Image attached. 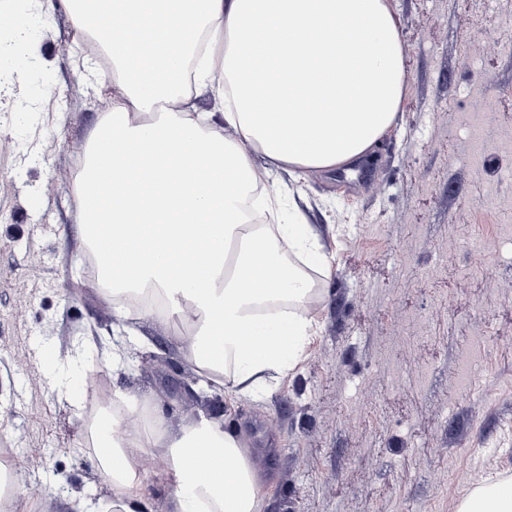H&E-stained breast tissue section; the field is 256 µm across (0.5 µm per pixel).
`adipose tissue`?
I'll return each instance as SVG.
<instances>
[{"label": "adipose tissue", "mask_w": 512, "mask_h": 512, "mask_svg": "<svg viewBox=\"0 0 512 512\" xmlns=\"http://www.w3.org/2000/svg\"><path fill=\"white\" fill-rule=\"evenodd\" d=\"M63 9L112 62L122 98L83 148L75 190L106 296L152 292L194 319L184 361L229 393L287 372L316 333L306 305L328 271L307 225L266 194L267 224L243 200L255 155L295 173L351 170L402 109L405 48L388 0H41ZM224 99L223 126L193 90ZM126 245L116 249L115 237ZM126 434L100 468L112 512H146L139 457L166 476L172 512H264L270 492L242 441L211 420L168 436L164 414ZM220 468L197 476L192 449ZM459 512H512V483L478 487Z\"/></svg>", "instance_id": "obj_1"}]
</instances>
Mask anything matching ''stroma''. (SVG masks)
I'll return each instance as SVG.
<instances>
[{
    "mask_svg": "<svg viewBox=\"0 0 512 512\" xmlns=\"http://www.w3.org/2000/svg\"><path fill=\"white\" fill-rule=\"evenodd\" d=\"M407 55L408 91L396 126L357 174L285 167L266 175L285 207L298 211L331 260L317 333L298 365L264 373L257 396L225 398L218 420L240 435L251 455L269 460L273 488L265 512H454L482 483L512 478V351L502 350L472 399L460 385L465 347L449 324L488 322L512 341V240L490 238L497 267L487 277L461 246L485 218L475 200L492 183L502 211L512 210V41L473 75L466 47L479 36L512 28V0H389ZM35 44L47 84L16 86L0 126V448L23 472L18 512L32 491L73 512L79 501L109 503L112 483L88 444L91 382L133 401L157 399L171 433L205 413L187 388H172L174 365L185 378L177 330L147 316L130 320L134 346L155 355L146 371L112 363V307L80 285L87 244L74 188L81 148L118 90L94 77L96 54L70 15L54 11ZM483 91L497 115L501 150L484 167L464 124L471 89ZM415 225L406 236V225ZM418 337L390 335L400 317ZM413 372L404 384L393 370ZM64 384L51 389L52 374ZM370 385L377 411L366 415L353 396ZM349 411L358 426L342 427ZM469 455L467 469H457ZM448 468L447 491L435 472Z\"/></svg>",
    "mask_w": 512,
    "mask_h": 512,
    "instance_id": "1",
    "label": "stroma"
}]
</instances>
